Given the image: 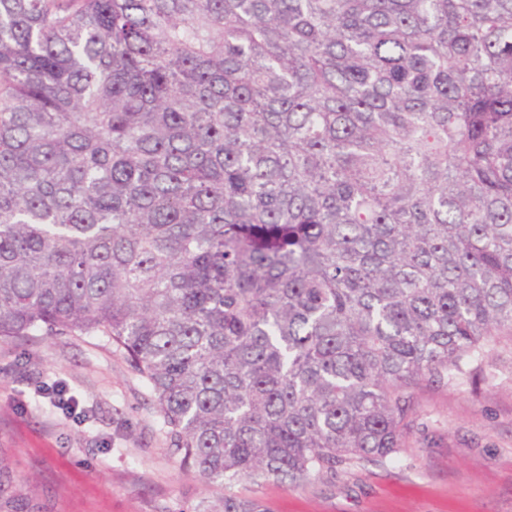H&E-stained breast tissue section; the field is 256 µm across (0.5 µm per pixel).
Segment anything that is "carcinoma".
I'll list each match as a JSON object with an SVG mask.
<instances>
[{
  "mask_svg": "<svg viewBox=\"0 0 512 512\" xmlns=\"http://www.w3.org/2000/svg\"><path fill=\"white\" fill-rule=\"evenodd\" d=\"M102 332L221 493L403 447L512 336V0H0V339ZM0 471V512H23Z\"/></svg>",
  "mask_w": 512,
  "mask_h": 512,
  "instance_id": "1",
  "label": "carcinoma"
}]
</instances>
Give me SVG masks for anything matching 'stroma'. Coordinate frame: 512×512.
Segmentation results:
<instances>
[{"label": "stroma", "instance_id": "obj_1", "mask_svg": "<svg viewBox=\"0 0 512 512\" xmlns=\"http://www.w3.org/2000/svg\"><path fill=\"white\" fill-rule=\"evenodd\" d=\"M76 394L67 415L37 395ZM402 448L295 483L243 480L269 512H512V337L414 395ZM0 470L28 512H192L213 492L181 466L146 380L100 333L0 340Z\"/></svg>", "mask_w": 512, "mask_h": 512}]
</instances>
